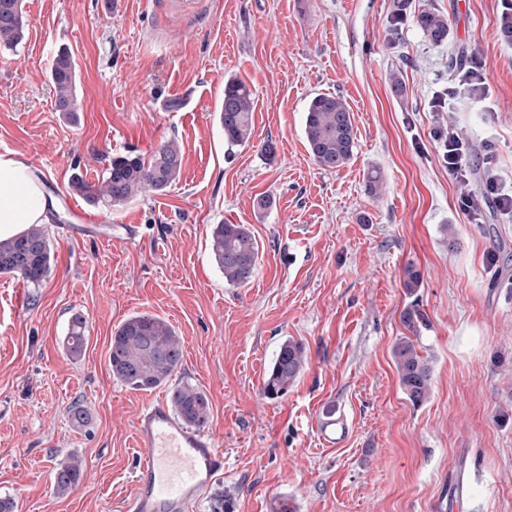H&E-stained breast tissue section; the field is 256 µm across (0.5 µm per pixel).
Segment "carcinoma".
Returning a JSON list of instances; mask_svg holds the SVG:
<instances>
[{"mask_svg": "<svg viewBox=\"0 0 512 512\" xmlns=\"http://www.w3.org/2000/svg\"><path fill=\"white\" fill-rule=\"evenodd\" d=\"M424 35L434 43L448 37V17L439 11H426L416 18ZM24 38L22 0H0V47L13 50ZM55 87V110L69 123L79 120L80 105L76 95V70L72 55L57 53L50 72ZM252 93L236 75L224 78V100L219 121L224 141L230 147L244 146L252 135ZM303 135L313 161L324 170H335L349 163L354 155L355 132L351 113L338 96L315 95L304 114ZM182 153L174 140L165 141L150 160L139 154L112 158L109 168L92 183L81 173L68 181V191L80 196L91 206L102 202L110 206L122 204L137 194L158 193L168 188L179 176ZM210 255L224 276V283L242 287L255 277L259 248L255 236L245 224H214L210 229ZM54 262L52 243L41 224H28L19 234L0 240V274L16 276L38 287L46 281ZM422 284L420 271L407 264L403 268V287L415 295ZM86 323L76 315L69 324L64 348L71 356H79L85 347ZM399 383L407 399L415 407L427 402L432 384L430 360L422 355L410 336H403L393 348ZM182 359V344L175 329L160 317L136 313L114 330L109 347V366L113 378L132 391L151 392L169 384ZM306 366L303 344L284 338L268 367L262 392L276 399L288 392ZM175 413L191 426L205 427L211 415L207 395L197 387L176 384L171 390ZM83 478V467L77 458L62 463L54 473V488L63 496L77 487Z\"/></svg>", "mask_w": 512, "mask_h": 512, "instance_id": "1", "label": "carcinoma"}]
</instances>
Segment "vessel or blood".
<instances>
[{"instance_id": "1", "label": "vessel or blood", "mask_w": 512, "mask_h": 512, "mask_svg": "<svg viewBox=\"0 0 512 512\" xmlns=\"http://www.w3.org/2000/svg\"><path fill=\"white\" fill-rule=\"evenodd\" d=\"M69 208L76 218L65 233L74 239L103 236L101 224L77 202ZM319 440L332 447L348 432L345 415L334 410L318 414L313 422ZM138 458L132 476L133 493L124 512H192L204 492L224 472V452L209 429L186 425L163 396L151 397L134 424Z\"/></svg>"}]
</instances>
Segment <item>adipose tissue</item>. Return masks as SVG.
Segmentation results:
<instances>
[{
	"instance_id": "adipose-tissue-1",
	"label": "adipose tissue",
	"mask_w": 512,
	"mask_h": 512,
	"mask_svg": "<svg viewBox=\"0 0 512 512\" xmlns=\"http://www.w3.org/2000/svg\"><path fill=\"white\" fill-rule=\"evenodd\" d=\"M39 182L25 161L0 156V239L19 234L28 224L49 223Z\"/></svg>"
}]
</instances>
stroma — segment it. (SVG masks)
Returning <instances> with one entry per match:
<instances>
[{
  "label": "stroma",
  "mask_w": 512,
  "mask_h": 512,
  "mask_svg": "<svg viewBox=\"0 0 512 512\" xmlns=\"http://www.w3.org/2000/svg\"><path fill=\"white\" fill-rule=\"evenodd\" d=\"M511 3L407 0L395 27L394 0H192L178 14L169 0H23L25 38L0 49V155L25 159L53 202L54 266L37 288L0 274V500L13 512H123L148 395L116 381L107 354L115 327L148 312L180 336L173 380L208 395L209 428L224 441V478L195 512L224 493L235 512H276L282 498L295 512H441L460 476L453 512H512V218L460 209L431 135L449 123L476 151L492 147L512 186V44L498 27ZM427 10L447 16L444 42L418 28ZM63 47L76 66L75 124L56 112L50 78ZM474 55L487 93L435 114L434 92L457 86ZM228 74L254 98L251 142L232 149L217 119ZM319 93L353 113L354 156L336 171L318 167L303 138ZM168 140L183 167L166 191L93 210L117 234L140 225L134 243L64 235L73 171L93 182L113 157ZM221 222L257 240L246 286L225 284L210 258ZM409 263L422 277L413 297ZM414 299L433 367L419 407L392 356ZM76 313L87 322L77 358L64 349ZM286 337L303 344L306 368L270 400L266 368ZM332 406L350 432L328 448L313 420ZM70 456L83 480L53 496Z\"/></svg>",
  "instance_id": "stroma-1"
}]
</instances>
